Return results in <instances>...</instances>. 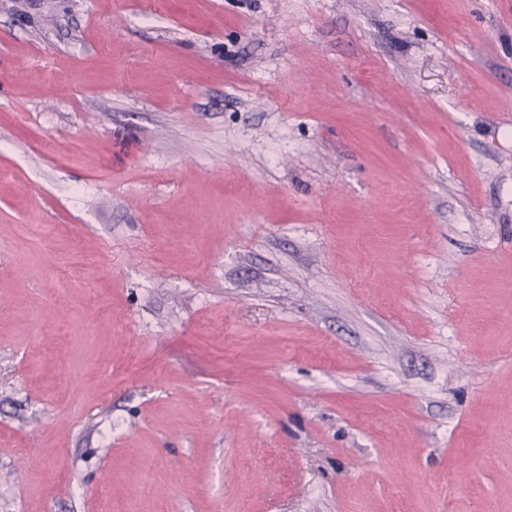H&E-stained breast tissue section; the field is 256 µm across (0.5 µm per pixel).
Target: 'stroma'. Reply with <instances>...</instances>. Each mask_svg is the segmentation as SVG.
I'll return each mask as SVG.
<instances>
[{"label": "stroma", "mask_w": 512, "mask_h": 512, "mask_svg": "<svg viewBox=\"0 0 512 512\" xmlns=\"http://www.w3.org/2000/svg\"><path fill=\"white\" fill-rule=\"evenodd\" d=\"M0 512H512V0H0Z\"/></svg>", "instance_id": "1"}]
</instances>
